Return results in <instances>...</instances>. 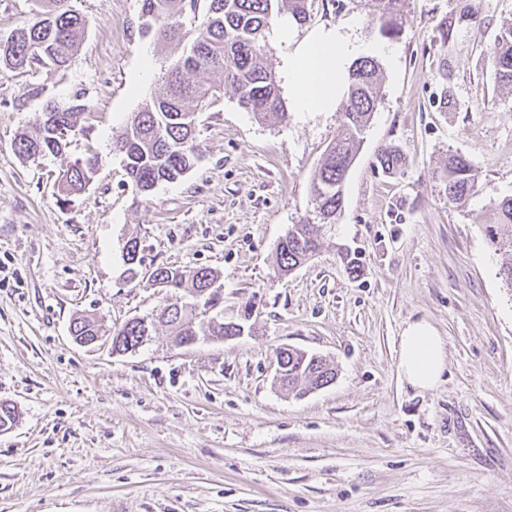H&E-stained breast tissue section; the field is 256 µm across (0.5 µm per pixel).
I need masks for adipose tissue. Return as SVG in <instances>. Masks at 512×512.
<instances>
[{
  "mask_svg": "<svg viewBox=\"0 0 512 512\" xmlns=\"http://www.w3.org/2000/svg\"><path fill=\"white\" fill-rule=\"evenodd\" d=\"M354 48L336 31L314 35L286 63L288 83L296 92L301 112H324L334 107L345 88L346 64ZM445 342L424 321L407 325L400 338L398 373L417 390L436 387L445 368Z\"/></svg>",
  "mask_w": 512,
  "mask_h": 512,
  "instance_id": "obj_1",
  "label": "adipose tissue"
}]
</instances>
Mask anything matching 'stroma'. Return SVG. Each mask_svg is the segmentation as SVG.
<instances>
[{
    "instance_id": "35a3bbf8",
    "label": "stroma",
    "mask_w": 512,
    "mask_h": 512,
    "mask_svg": "<svg viewBox=\"0 0 512 512\" xmlns=\"http://www.w3.org/2000/svg\"><path fill=\"white\" fill-rule=\"evenodd\" d=\"M88 24L61 72L0 73V512H512V290L485 233L512 195V87L488 59L512 0H405L398 35L366 0H309L286 58L322 30L381 67L380 97L317 254L290 274L276 246L312 208L311 181L339 111L257 121L225 89L197 113L200 159L181 181L135 191L113 136L150 100L171 62L141 31V0H72ZM454 19L448 48L434 36ZM155 67L142 73L143 55ZM80 98L89 134L58 156L23 161L14 141L48 101ZM398 147L393 174L375 156ZM468 157L478 192L449 203L438 173ZM101 163L84 192L57 201L75 159ZM219 271L224 317L253 302L252 329L174 346L164 291L126 274ZM355 254L359 276L343 253ZM154 324L139 349L83 347L69 325ZM427 321L446 347L439 385L398 374L399 337ZM297 348L336 369L295 396L275 383L276 353Z\"/></svg>"
}]
</instances>
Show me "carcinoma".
I'll return each mask as SVG.
<instances>
[{"instance_id": "carcinoma-1", "label": "carcinoma", "mask_w": 512, "mask_h": 512, "mask_svg": "<svg viewBox=\"0 0 512 512\" xmlns=\"http://www.w3.org/2000/svg\"><path fill=\"white\" fill-rule=\"evenodd\" d=\"M40 9L33 22L0 38V68L10 71H37L42 68L64 70L77 51L79 33L85 17L71 9V0H38ZM141 16L153 17V34L165 47L179 50L166 70L160 86L139 112L128 119L113 136V150L123 156L132 186L148 193L160 182H175L190 171L198 160L196 112L189 104H204L229 87L237 101L258 120L286 118L283 100L274 72L265 60V31L271 20L282 15L296 22L307 19L308 0H204L205 11L194 29H185V11H199V0H141ZM383 16L397 15L403 0H368ZM490 60L496 79L512 86V25L495 36ZM379 62L362 56L348 69L347 100L341 113L336 138L326 149L312 182L315 218L320 224H332L344 201L345 180L363 142V134L376 107L379 92ZM214 74L219 81L207 83L202 75ZM90 113L84 104L52 105L32 130L15 141V152L23 160L32 156L61 155L66 146L60 140L59 127L76 128ZM401 160L395 147L381 150L376 166L385 174L394 172ZM99 166V156L77 159L59 174L57 201L66 204L85 189ZM447 183L448 201L460 202L477 192V176L471 162L463 155L450 154L442 169ZM512 227V195L494 203L488 216L486 234L494 251L503 257L499 275L512 290V236L505 237L501 228ZM319 248L316 225L305 219L291 225L276 249L279 269L293 270L311 259ZM173 279L179 292L192 298L181 302V311L161 313L170 327L172 341L180 346L206 336H238L249 317L243 310L239 320L220 317L202 324L194 307L200 297H211L210 286L217 282V272L209 267L183 270L168 266L154 269L149 279ZM70 328L76 336H94L102 325L93 317L75 318ZM140 322L134 318L112 331L124 341L137 344L142 335ZM313 357L288 353L285 378L281 386L294 391L335 378L336 371L324 359L312 364Z\"/></svg>"}]
</instances>
